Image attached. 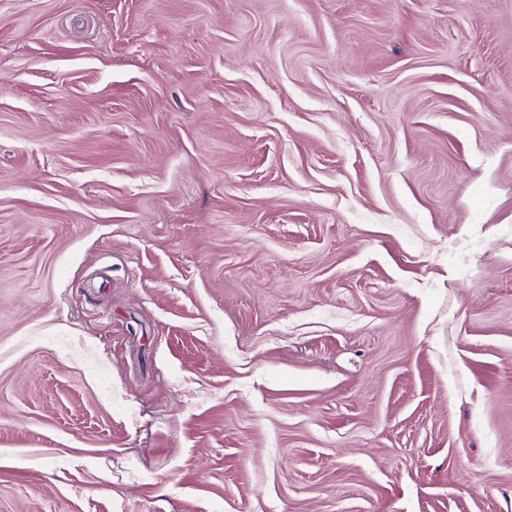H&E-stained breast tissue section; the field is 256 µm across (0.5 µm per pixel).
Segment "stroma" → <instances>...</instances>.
Wrapping results in <instances>:
<instances>
[{"instance_id": "1", "label": "stroma", "mask_w": 512, "mask_h": 512, "mask_svg": "<svg viewBox=\"0 0 512 512\" xmlns=\"http://www.w3.org/2000/svg\"><path fill=\"white\" fill-rule=\"evenodd\" d=\"M0 512H512V0H0Z\"/></svg>"}]
</instances>
